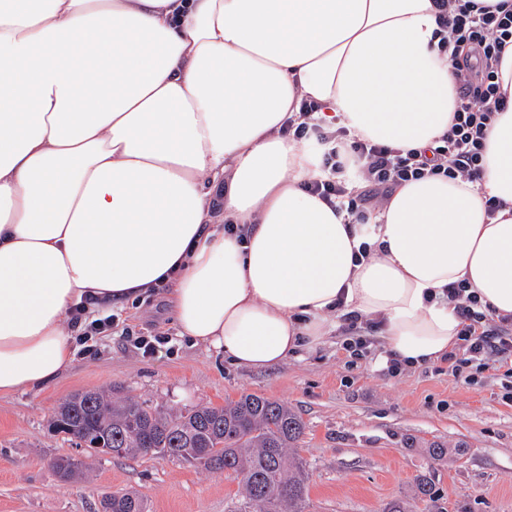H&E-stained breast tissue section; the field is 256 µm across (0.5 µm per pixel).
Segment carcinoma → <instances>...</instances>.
<instances>
[{
  "label": "carcinoma",
  "instance_id": "cac0c4a2",
  "mask_svg": "<svg viewBox=\"0 0 512 512\" xmlns=\"http://www.w3.org/2000/svg\"><path fill=\"white\" fill-rule=\"evenodd\" d=\"M49 429L79 447L117 458L154 457L194 466L236 480L241 498L234 512H305L309 473L299 453L306 424L288 405L246 394L222 406L179 410L151 407L110 390L76 392L55 408ZM427 472L416 477L414 496L386 503L381 512H445L430 472L448 460V446L425 444ZM52 468L63 482L84 477L87 465L59 456ZM101 512H147L132 491L102 497Z\"/></svg>",
  "mask_w": 512,
  "mask_h": 512
}]
</instances>
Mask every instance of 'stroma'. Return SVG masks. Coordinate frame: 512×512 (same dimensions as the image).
Here are the masks:
<instances>
[{
	"mask_svg": "<svg viewBox=\"0 0 512 512\" xmlns=\"http://www.w3.org/2000/svg\"><path fill=\"white\" fill-rule=\"evenodd\" d=\"M112 312L168 335L174 353L142 357L115 330L102 337L99 356L76 355L43 391L0 396V512H97L102 495L121 489L143 496L149 512H230L237 481L176 461L106 456L86 487L61 482L52 459L89 452L49 432L51 414L70 394L105 387L159 407L218 406L249 393L287 403L306 424L300 454L313 467L311 512H379L410 498L432 441L449 446L431 475L447 512H512V403L502 399V372L467 367L454 376L441 360L393 377L377 365L379 342L349 364L340 330L287 362L244 370L178 337L164 298Z\"/></svg>",
	"mask_w": 512,
	"mask_h": 512,
	"instance_id": "35a3bbf8",
	"label": "stroma"
}]
</instances>
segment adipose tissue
<instances>
[{
  "label": "adipose tissue",
  "instance_id": "1",
  "mask_svg": "<svg viewBox=\"0 0 512 512\" xmlns=\"http://www.w3.org/2000/svg\"><path fill=\"white\" fill-rule=\"evenodd\" d=\"M437 14L435 0H0V395L72 364L91 297L162 292L179 336L243 369L321 344L345 313L379 321L407 364L441 360L455 281L512 314V43L479 182L411 181L353 224L304 189L325 145L282 132L307 99L350 137L432 146L460 105Z\"/></svg>",
  "mask_w": 512,
  "mask_h": 512
}]
</instances>
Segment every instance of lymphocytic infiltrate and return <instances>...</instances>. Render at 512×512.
<instances>
[{
    "label": "lymphocytic infiltrate",
    "mask_w": 512,
    "mask_h": 512,
    "mask_svg": "<svg viewBox=\"0 0 512 512\" xmlns=\"http://www.w3.org/2000/svg\"><path fill=\"white\" fill-rule=\"evenodd\" d=\"M442 37L439 44L452 64L461 105L447 133L430 152H402L359 139H348L343 128H330L317 119L319 106L302 103L300 123H287L285 133L296 139L316 138L330 143L323 156L324 177L307 186L327 202L346 201L352 223H364L368 213L397 185L427 176L461 177L479 181L485 131L507 100L495 81L496 66L508 40L512 39V11L501 6H477L475 0H437ZM359 177L364 188L351 193L345 172ZM460 321L458 344L447 356L448 370L462 366L512 363V317L490 313L466 281L446 289Z\"/></svg>",
    "instance_id": "1"
}]
</instances>
